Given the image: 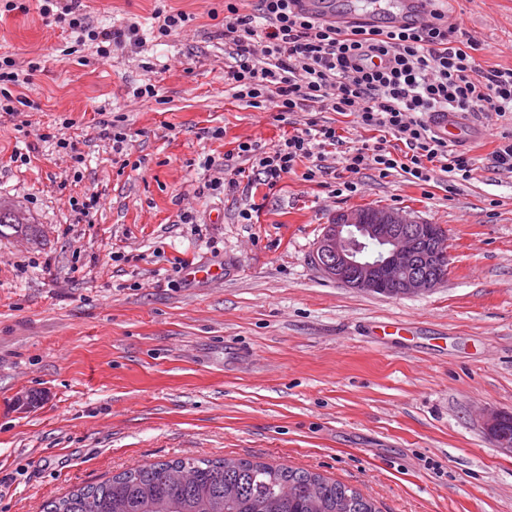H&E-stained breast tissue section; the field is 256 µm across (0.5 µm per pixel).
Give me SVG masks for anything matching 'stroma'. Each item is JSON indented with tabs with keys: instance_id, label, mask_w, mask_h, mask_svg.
<instances>
[{
	"instance_id": "1",
	"label": "stroma",
	"mask_w": 512,
	"mask_h": 512,
	"mask_svg": "<svg viewBox=\"0 0 512 512\" xmlns=\"http://www.w3.org/2000/svg\"><path fill=\"white\" fill-rule=\"evenodd\" d=\"M0 0V58L39 63L11 87L25 127L0 125V207L36 230L0 226V512L45 502L125 470L179 458L247 459L343 482L380 512H512V453L483 427L512 413V172L491 154L512 117L468 114L470 180L427 185L357 176L335 196L298 165L275 190H247L237 141L278 143L307 113L235 100L224 82V0H86L95 25L138 22L144 44L110 58L45 25L37 0ZM195 19L161 37L155 9ZM478 43L482 70L512 68V0H444ZM154 84L153 98L132 100ZM120 115L138 170H120L100 113ZM70 119L83 178L41 133ZM29 155L15 167L10 157ZM212 166H205V159ZM215 177L237 178L214 197ZM100 193L93 223L69 197ZM258 221L244 224L242 209ZM374 207L440 225L448 276L387 297L327 279L312 255L343 211ZM197 215L178 221L181 210ZM223 268L189 285L174 258ZM398 322L405 331L379 336Z\"/></svg>"
}]
</instances>
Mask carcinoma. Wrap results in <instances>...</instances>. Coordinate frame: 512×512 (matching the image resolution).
<instances>
[{"label":"carcinoma","mask_w":512,"mask_h":512,"mask_svg":"<svg viewBox=\"0 0 512 512\" xmlns=\"http://www.w3.org/2000/svg\"><path fill=\"white\" fill-rule=\"evenodd\" d=\"M490 437L512 444V415ZM187 465L184 485L168 470ZM43 512H380L360 492L319 473L246 459H176L131 469L47 502Z\"/></svg>","instance_id":"cac0c4a2"}]
</instances>
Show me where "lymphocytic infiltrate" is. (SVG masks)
Here are the masks:
<instances>
[{
    "mask_svg": "<svg viewBox=\"0 0 512 512\" xmlns=\"http://www.w3.org/2000/svg\"><path fill=\"white\" fill-rule=\"evenodd\" d=\"M294 3L259 0L256 13L245 15L226 4L224 42L233 62L224 81L233 98L253 108L269 104L289 115L316 106L380 131L375 142L345 151L347 176L339 191L357 192L354 176L369 167L379 177L397 173L415 184L429 183L438 171L452 182L468 180L473 158L436 137L429 118L448 111L512 113V68L480 71L471 54L472 36L449 24L437 8L421 26L384 30L341 27L296 12ZM55 9L68 17L71 28L96 42L104 59L137 32L133 26L93 27L83 0H44L39 11L47 17ZM391 136L403 151L388 148ZM342 143L336 127L312 120L277 144L249 139L238 142L235 151L250 162L257 183L272 190L304 160L309 163L304 179L314 181L320 158Z\"/></svg>",
    "mask_w": 512,
    "mask_h": 512,
    "instance_id": "lymphocytic-infiltrate-1",
    "label": "lymphocytic infiltrate"
}]
</instances>
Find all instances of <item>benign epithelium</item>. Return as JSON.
Returning <instances> with one entry per match:
<instances>
[{"label": "benign epithelium", "instance_id": "obj_1", "mask_svg": "<svg viewBox=\"0 0 512 512\" xmlns=\"http://www.w3.org/2000/svg\"><path fill=\"white\" fill-rule=\"evenodd\" d=\"M446 235L402 212H341L319 240L313 262L337 284L400 296L432 291L447 277Z\"/></svg>", "mask_w": 512, "mask_h": 512}]
</instances>
